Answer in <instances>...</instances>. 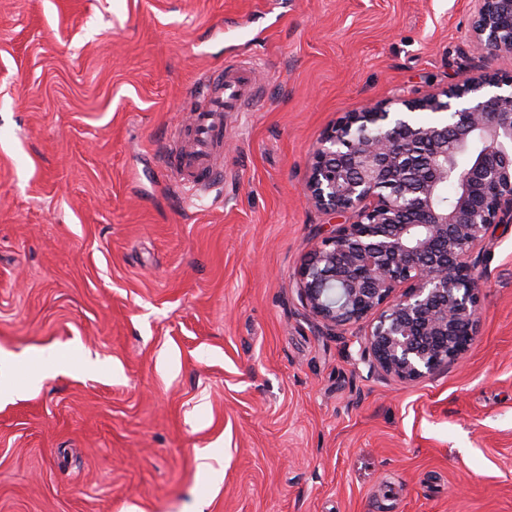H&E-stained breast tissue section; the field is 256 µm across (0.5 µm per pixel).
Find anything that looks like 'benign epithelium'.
<instances>
[{
  "label": "benign epithelium",
  "mask_w": 512,
  "mask_h": 512,
  "mask_svg": "<svg viewBox=\"0 0 512 512\" xmlns=\"http://www.w3.org/2000/svg\"><path fill=\"white\" fill-rule=\"evenodd\" d=\"M472 8L477 46L511 51L512 0ZM402 106L347 113L312 154L306 201L343 222L308 253L296 285L324 326L369 322V371L416 381L463 364L477 336L478 253L495 225L512 223V77H469ZM417 111L431 119L409 117Z\"/></svg>",
  "instance_id": "1"
}]
</instances>
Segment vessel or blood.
Returning a JSON list of instances; mask_svg holds the SVG:
<instances>
[{
  "instance_id": "obj_1",
  "label": "vessel or blood",
  "mask_w": 512,
  "mask_h": 512,
  "mask_svg": "<svg viewBox=\"0 0 512 512\" xmlns=\"http://www.w3.org/2000/svg\"><path fill=\"white\" fill-rule=\"evenodd\" d=\"M255 68L240 66L204 72L194 84L187 118L169 141L161 167L190 195L206 193L224 181V120L245 111L257 97Z\"/></svg>"
}]
</instances>
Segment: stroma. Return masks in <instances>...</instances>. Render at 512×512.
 <instances>
[{
    "mask_svg": "<svg viewBox=\"0 0 512 512\" xmlns=\"http://www.w3.org/2000/svg\"><path fill=\"white\" fill-rule=\"evenodd\" d=\"M249 63L200 204L160 147L198 73ZM486 72L512 53L468 0H0V512H512V223L465 363L415 382L295 280L320 138Z\"/></svg>",
    "mask_w": 512,
    "mask_h": 512,
    "instance_id": "1",
    "label": "stroma"
}]
</instances>
